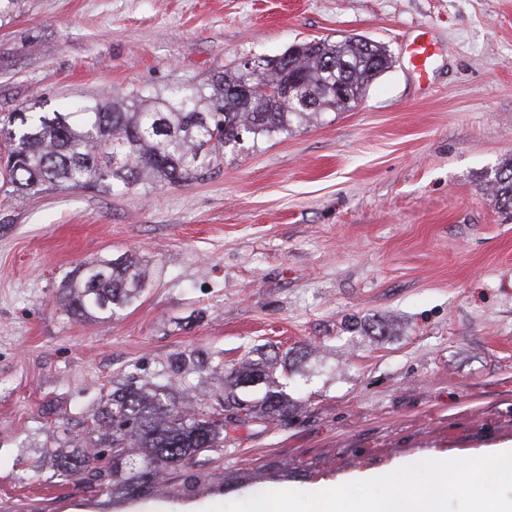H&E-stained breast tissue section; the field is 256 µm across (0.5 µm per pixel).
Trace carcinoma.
<instances>
[{"label": "carcinoma", "instance_id": "cac0c4a2", "mask_svg": "<svg viewBox=\"0 0 512 512\" xmlns=\"http://www.w3.org/2000/svg\"><path fill=\"white\" fill-rule=\"evenodd\" d=\"M283 60L260 57L232 70L163 93L134 92L78 112H14L0 129V186L6 193L96 188L160 190L202 181L220 168L226 152H240L244 136L286 133L299 119L342 111L345 98L362 99L373 79L391 67L387 48L365 38L313 40L288 49ZM298 91L282 97L286 82ZM512 209V162L490 179ZM148 265L127 254L76 267L60 293L63 311L76 320L104 322L137 299ZM196 366L193 353L170 358L180 376ZM274 360L241 361L224 381V410L264 422L285 416L293 404L274 376ZM164 387L129 381L112 390L91 415L105 442H91L60 456V475L88 476L103 491L149 496L168 470L224 451V419Z\"/></svg>", "mask_w": 512, "mask_h": 512}]
</instances>
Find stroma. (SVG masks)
I'll list each match as a JSON object with an SVG mask.
<instances>
[{"mask_svg": "<svg viewBox=\"0 0 512 512\" xmlns=\"http://www.w3.org/2000/svg\"><path fill=\"white\" fill-rule=\"evenodd\" d=\"M427 32V79L406 42ZM362 35L392 66L359 107L229 152L158 191L0 193V512H162L304 490L396 461L512 440V0H0V116L72 112L201 84L251 57ZM137 252L151 277L112 321L58 291L79 264ZM276 359L292 411L224 421V452L167 492L55 477L86 414L129 380L174 381L221 412L248 352ZM489 182L492 183V190L503 201V205L512 209V161L496 171Z\"/></svg>", "mask_w": 512, "mask_h": 512, "instance_id": "stroma-1", "label": "stroma"}]
</instances>
